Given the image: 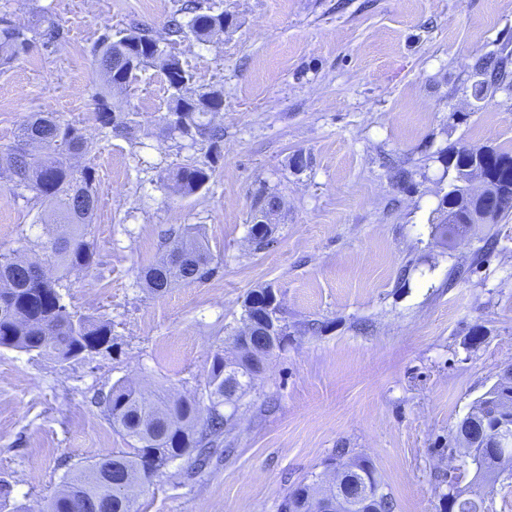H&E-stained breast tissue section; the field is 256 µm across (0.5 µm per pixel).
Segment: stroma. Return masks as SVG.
I'll list each match as a JSON object with an SVG mask.
<instances>
[{"instance_id": "35a3bbf8", "label": "stroma", "mask_w": 512, "mask_h": 512, "mask_svg": "<svg viewBox=\"0 0 512 512\" xmlns=\"http://www.w3.org/2000/svg\"><path fill=\"white\" fill-rule=\"evenodd\" d=\"M183 0H0L22 25L59 20L55 48L0 67V156L26 116L53 112L93 144L98 193L89 269L65 274V302L112 324L114 346L59 362L0 347V512H41L65 474L129 444L98 394L121 380L201 396L214 355L234 351L244 304L271 287L284 347L236 406L209 464L176 460L146 484L136 512H279L322 475L336 449L370 458L396 512H439L453 431L512 364V211L462 238L435 236V210L460 141L512 153V76L475 97V64L512 73V0H200L223 34L171 40ZM146 29L200 91H220L217 160L161 123L158 68L115 98L133 115L117 134L97 120L93 45L108 29ZM210 164L183 196L163 176ZM277 196L261 214L259 198ZM272 233L256 245L250 227ZM51 205L0 177V253L46 258ZM198 233L215 272L151 293L142 267L167 233Z\"/></svg>"}]
</instances>
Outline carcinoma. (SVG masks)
<instances>
[{"label": "carcinoma", "instance_id": "1", "mask_svg": "<svg viewBox=\"0 0 512 512\" xmlns=\"http://www.w3.org/2000/svg\"><path fill=\"white\" fill-rule=\"evenodd\" d=\"M167 34L185 38L191 34L205 41L224 32V12L201 10L196 0L182 4L166 22ZM63 38L60 24L39 16L30 26H21L0 16V66H8L28 54L36 41L47 48ZM155 37L132 26L116 33L100 35L93 47V63L104 77L105 88L95 96L98 119L102 126L117 133L129 128L128 113L112 102L113 89L128 84V73L146 66L160 65L172 90L168 113L177 116L183 128L196 130V140L205 141L209 152H218L224 131L209 119L221 111L224 100L218 91L192 90V74L174 54H155ZM482 76L479 90L496 86L508 77L505 60L491 58L476 64ZM51 154H45V150ZM91 151L81 131L64 123L50 112L37 113L19 127L14 145L6 153V165L13 194L32 197L54 205L59 223L68 232L49 240L48 249L61 268L87 269L92 266L95 246L90 240V224L97 206L94 172L79 168L73 160ZM484 176L497 188L490 207L502 217L512 209V155L484 148L481 157ZM211 168L184 164L168 172L167 180L181 195L200 192L209 182ZM440 237L468 231L465 208L446 195L437 207ZM41 269L19 253L0 254V347L36 353L66 362L87 347H112V327L92 316L68 309L62 293V278L34 276ZM212 257L200 238L176 235L170 249L156 263L143 269L141 279L157 293L178 284H189L213 275ZM271 289L263 288L245 303L243 330L235 336H263L265 315ZM262 357L244 349L242 355L224 361L213 358L205 396L175 397L167 390L151 394L133 384L119 382L103 397L108 420L131 441V451L109 453L83 466L73 476H65L59 490L47 504V512H134L141 480L163 473V468L184 456H195L202 466L212 454L214 443L224 432L226 419L221 412L224 394L230 387L244 393L256 379ZM479 436L471 437L469 446L456 449L466 459L490 453ZM347 477L367 490L361 498H340L336 484L330 480L301 484L284 498L280 512H302L306 504L319 496L330 503V512H394L391 493L386 490L376 466L366 457L350 459ZM123 481L124 493L107 495V481ZM451 494H442L441 507L451 512H485V499L467 495L455 481L448 482Z\"/></svg>", "mask_w": 512, "mask_h": 512}]
</instances>
